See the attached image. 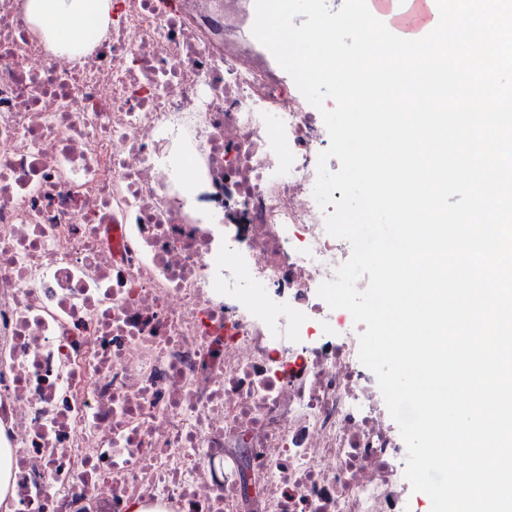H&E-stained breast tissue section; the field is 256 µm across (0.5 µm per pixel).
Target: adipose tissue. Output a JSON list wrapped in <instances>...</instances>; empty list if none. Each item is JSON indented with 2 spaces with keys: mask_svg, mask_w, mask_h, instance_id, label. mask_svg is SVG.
<instances>
[{
  "mask_svg": "<svg viewBox=\"0 0 512 512\" xmlns=\"http://www.w3.org/2000/svg\"><path fill=\"white\" fill-rule=\"evenodd\" d=\"M23 10L36 33L59 54L71 57L76 29L90 23L107 28L112 0H25Z\"/></svg>",
  "mask_w": 512,
  "mask_h": 512,
  "instance_id": "1",
  "label": "adipose tissue"
}]
</instances>
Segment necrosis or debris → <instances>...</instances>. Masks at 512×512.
<instances>
[{"instance_id":"4bbe7bcc","label":"necrosis or debris","mask_w":512,"mask_h":512,"mask_svg":"<svg viewBox=\"0 0 512 512\" xmlns=\"http://www.w3.org/2000/svg\"><path fill=\"white\" fill-rule=\"evenodd\" d=\"M0 0V447L14 512H407L405 444L318 296L320 112L252 0H115L72 61ZM196 191L186 196V182Z\"/></svg>"}]
</instances>
